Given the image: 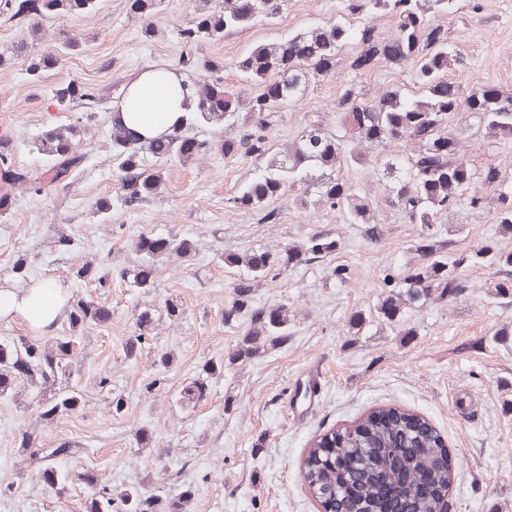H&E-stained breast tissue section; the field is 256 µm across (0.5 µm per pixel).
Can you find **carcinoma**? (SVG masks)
<instances>
[{
    "instance_id": "obj_1",
    "label": "carcinoma",
    "mask_w": 512,
    "mask_h": 512,
    "mask_svg": "<svg viewBox=\"0 0 512 512\" xmlns=\"http://www.w3.org/2000/svg\"><path fill=\"white\" fill-rule=\"evenodd\" d=\"M286 0H254L248 8L245 0H194L193 25L182 31L183 41L193 47L200 41H217L224 36L246 30L258 22L275 18ZM456 0H346L344 12L349 16L382 15L392 18L394 28L389 37L375 32L370 23L354 24L344 18L323 26L311 27L287 37L258 43L240 59L237 68L246 82L259 86V93L248 103L224 87L219 77L224 62L207 60L203 69L208 78L184 82L183 86L196 102V110L180 129L160 139L142 142L129 131L112 124V161L120 178L121 194L117 200L99 199L97 213L110 217L113 204L135 209L154 199L162 184L161 171L153 170L162 162L178 159L189 162L208 153L213 147L224 152V158L266 157L270 147L267 131L281 118L279 106L297 99L307 84L336 71L340 50L349 44L357 48L349 68L362 70L385 61L395 67L410 64L414 70L413 88L397 85L372 98L365 99L351 86L343 88L336 100V111L345 116L347 127L358 143L369 147L390 144L412 145L405 157L383 155L376 159L388 174L384 185L385 201L412 224L424 228L459 207L486 210L492 223L512 230V177L504 176L497 165L476 169L461 154L459 142L448 135V123L460 112L479 116L487 135L512 137V92L494 86L493 93L479 100L476 89H464L462 95L450 97L445 90L448 66L458 61L448 30L429 25V13H454ZM158 0H129L130 11L148 18L154 14ZM95 0H0V13L11 18L33 20L32 29L58 15L78 16L90 13ZM82 41L68 38L53 51L33 58L29 74L55 66L64 54L80 50ZM95 98L93 92L73 80L58 85L53 91L55 105L68 112L76 104ZM220 125L224 139L214 144L200 136L201 128ZM77 126L51 124L40 138V150L46 157L43 177L34 178L16 165L8 140H0V184L19 188L39 196L65 189L76 173L86 165L87 155L75 149ZM344 136L329 133L321 123L311 121L294 140L259 169L258 174L242 184L232 203L261 214L265 221L273 212L267 205L289 192L296 193L295 202L303 208L329 207L340 210L349 224L366 225L370 237L379 234L378 224L370 223L369 205L338 172L345 167H363L367 154L356 148H345ZM336 250V240L325 233H314L288 246L282 256L252 252L226 254L224 263L237 267L236 298L225 315L230 320L244 309H251L250 323L243 332L235 359H248L260 345L276 343L288 335V308L277 306L267 312L251 307L252 289L270 272L281 266L301 263L308 256L328 254ZM194 245L188 238H174L162 233L141 235L136 241L140 260L132 270L120 276L129 287L144 292L153 287L156 262L165 255L188 257ZM423 262L413 266L400 279L387 274L386 284L398 288L378 306L377 317L391 321L406 304L426 303L445 295L453 296L466 287L460 271L463 262L484 266L502 275L493 284L490 297L499 300L512 288V250L488 243L474 251L468 259L458 257L435 235L427 233L415 246ZM68 324L72 335L60 336L49 346L29 341H0V394L11 389L16 378L26 379L39 390L52 392L41 404L39 416L51 421L64 411L79 408L81 391L71 388L55 391L58 378L71 373L70 353L76 343L73 333L90 323L105 322L110 312L79 295L68 299ZM224 372V361L210 362L193 382L188 398L200 399L211 375ZM414 414L394 408H378L355 424L333 431L316 440L303 461V477L320 502L323 512H336V502L347 501L352 512H381L383 485L378 477L385 473L395 477L398 469L405 477L398 479L400 494L409 503L410 512H438L439 499L427 497L421 490L425 481L448 491L450 470L442 466L448 456L438 433L431 429L417 431L410 422ZM73 452L63 442L54 448L35 449L34 462L43 484L62 495L78 479L95 485L91 473L76 477L57 465V459ZM144 500L133 488L117 497L100 490L91 498L85 512H140Z\"/></svg>"
}]
</instances>
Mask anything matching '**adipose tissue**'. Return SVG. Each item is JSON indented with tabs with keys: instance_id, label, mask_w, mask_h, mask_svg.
<instances>
[{
	"instance_id": "ef3b65f1",
	"label": "adipose tissue",
	"mask_w": 512,
	"mask_h": 512,
	"mask_svg": "<svg viewBox=\"0 0 512 512\" xmlns=\"http://www.w3.org/2000/svg\"><path fill=\"white\" fill-rule=\"evenodd\" d=\"M181 75L173 69L148 66L125 83L112 118L144 140L159 139L180 126L193 109L183 101ZM67 292L55 282L42 281L28 288L0 289V317L18 318L32 329L52 327L65 312Z\"/></svg>"
}]
</instances>
